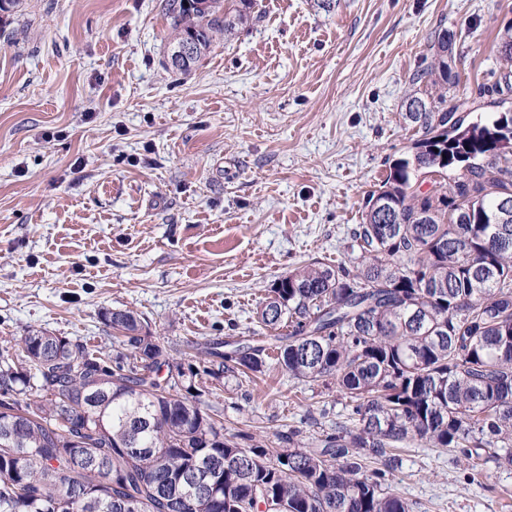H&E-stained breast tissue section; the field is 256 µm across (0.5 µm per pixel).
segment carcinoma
I'll return each mask as SVG.
<instances>
[{
  "label": "carcinoma",
  "instance_id": "carcinoma-1",
  "mask_svg": "<svg viewBox=\"0 0 512 512\" xmlns=\"http://www.w3.org/2000/svg\"><path fill=\"white\" fill-rule=\"evenodd\" d=\"M254 0H176L187 73L251 18ZM405 120L420 134L363 201L346 259L275 281L259 311L289 375L334 380L350 424L253 440L205 408L196 378L263 372V347L167 364L132 311L104 314L125 347L32 332L0 359V512H410L365 461L410 441L512 467V112L448 106L452 34L436 31ZM510 65L495 85L512 89ZM440 177L426 191L419 176ZM287 328L282 333L280 329ZM166 376H160L163 366ZM216 480L205 494L188 477Z\"/></svg>",
  "mask_w": 512,
  "mask_h": 512
}]
</instances>
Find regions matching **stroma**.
Instances as JSON below:
<instances>
[{
  "instance_id": "1",
  "label": "stroma",
  "mask_w": 512,
  "mask_h": 512,
  "mask_svg": "<svg viewBox=\"0 0 512 512\" xmlns=\"http://www.w3.org/2000/svg\"><path fill=\"white\" fill-rule=\"evenodd\" d=\"M255 18L182 74L166 0H25L0 18V353L34 331L115 352L104 314L136 312L170 361L259 345L272 283L343 259L368 191L414 131L404 101L437 27L449 105L493 96L512 0H256ZM225 434L304 436L345 401L275 357L209 398ZM383 487L411 512H512V469L400 448Z\"/></svg>"
}]
</instances>
